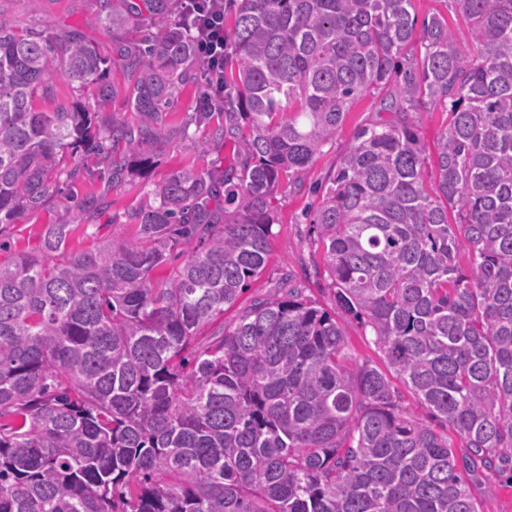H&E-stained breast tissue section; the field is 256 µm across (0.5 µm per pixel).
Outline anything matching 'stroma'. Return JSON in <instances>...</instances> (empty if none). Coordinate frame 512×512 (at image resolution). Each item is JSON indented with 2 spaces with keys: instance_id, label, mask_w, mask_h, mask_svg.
<instances>
[{
  "instance_id": "stroma-1",
  "label": "stroma",
  "mask_w": 512,
  "mask_h": 512,
  "mask_svg": "<svg viewBox=\"0 0 512 512\" xmlns=\"http://www.w3.org/2000/svg\"><path fill=\"white\" fill-rule=\"evenodd\" d=\"M141 4L142 0H0V17L17 30L32 29L50 38L77 32L109 61L108 96H101L98 84L57 78L49 95L37 96L40 109L77 100L96 112L100 128L115 122L136 123V115L126 106L135 79L124 69L121 53L138 44L151 28L150 16L142 11ZM134 6L140 12L128 23L118 27L107 24L108 10L126 13ZM200 79L199 69H191L184 84L164 105V122L174 133L154 144L153 163L144 173L129 175L115 186L109 178L108 157L82 149L68 155L66 171L60 178L61 195L50 198L0 233V240L5 241L11 253L37 249L46 226L64 216L70 220L67 250L72 254L113 238L135 239L137 226L132 215L148 203L152 184L181 169L221 172L229 167L239 168L244 158L236 147L213 135L214 128L224 121L223 105H216L207 118L199 116ZM380 99L376 91L360 97L333 142L323 147L293 183L280 184L272 201L275 222L266 268L249 283L236 308L225 312V323H232L239 309L277 288L287 273L302 283L308 296L324 307H332L324 258L309 214L321 201L319 187L327 185L334 175L355 131L383 119ZM182 126L188 127V138L176 135V128Z\"/></svg>"
}]
</instances>
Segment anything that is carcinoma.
I'll use <instances>...</instances> for the list:
<instances>
[{
  "label": "carcinoma",
  "mask_w": 512,
  "mask_h": 512,
  "mask_svg": "<svg viewBox=\"0 0 512 512\" xmlns=\"http://www.w3.org/2000/svg\"><path fill=\"white\" fill-rule=\"evenodd\" d=\"M176 2L143 0L154 31L123 56L139 121L105 133L78 102L34 107L57 76L102 80L96 48L0 17L1 227L60 193L68 149L109 155L114 186L147 167L200 65ZM454 2L470 42L436 12L411 57L412 0H224L216 135L246 163L154 186L134 240L73 255L65 220L0 262V512H479L469 479L489 492L512 462V0ZM371 91L392 117L357 131L311 224L385 368L288 274L201 338L264 271L282 178ZM447 121V114L439 110L422 112L420 114L418 132L422 142L426 144L430 153L436 138L446 127Z\"/></svg>",
  "instance_id": "obj_1"
}]
</instances>
